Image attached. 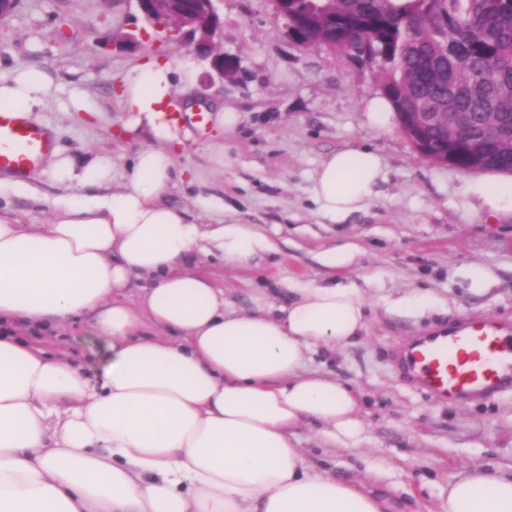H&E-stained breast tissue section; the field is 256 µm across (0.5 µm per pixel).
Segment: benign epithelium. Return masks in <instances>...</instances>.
Masks as SVG:
<instances>
[{
    "label": "benign epithelium",
    "instance_id": "1",
    "mask_svg": "<svg viewBox=\"0 0 512 512\" xmlns=\"http://www.w3.org/2000/svg\"><path fill=\"white\" fill-rule=\"evenodd\" d=\"M141 14L151 16L155 25L176 33L189 51L209 60L211 69L219 78L236 70L233 59L218 51L223 22L216 7L217 0H134ZM410 124L400 126L401 133L414 149L433 163L449 167L448 150L428 141L425 131L444 123V114L426 106L424 112L408 113Z\"/></svg>",
    "mask_w": 512,
    "mask_h": 512
}]
</instances>
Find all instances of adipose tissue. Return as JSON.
I'll use <instances>...</instances> for the list:
<instances>
[{"label": "adipose tissue", "mask_w": 512, "mask_h": 512, "mask_svg": "<svg viewBox=\"0 0 512 512\" xmlns=\"http://www.w3.org/2000/svg\"><path fill=\"white\" fill-rule=\"evenodd\" d=\"M192 62L151 61L119 95L127 132L154 139L114 186L112 156L53 151L45 172L67 195L46 224L0 217V324L44 331L88 318L106 346L92 378L62 354L0 333V512H386L355 482L309 464L296 431L357 445V389L308 369L317 348L366 329L368 297L353 280L292 288L288 302L238 308L199 272L201 241L231 265L270 250L242 224L201 229L162 197L181 141L165 118ZM51 96L44 71L0 75V108L30 114ZM385 178L369 148L327 157L321 210L364 211ZM448 512H512V474L448 485Z\"/></svg>", "instance_id": "ef3b65f1"}]
</instances>
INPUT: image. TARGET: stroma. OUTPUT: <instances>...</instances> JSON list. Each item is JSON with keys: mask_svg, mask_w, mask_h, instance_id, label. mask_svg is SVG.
I'll list each match as a JSON object with an SVG mask.
<instances>
[{"mask_svg": "<svg viewBox=\"0 0 512 512\" xmlns=\"http://www.w3.org/2000/svg\"><path fill=\"white\" fill-rule=\"evenodd\" d=\"M219 48L234 58V76L218 79L197 60L195 97L181 125L186 144L164 196L198 224H245L270 239L275 252L239 266L214 246L196 265L238 305L256 296L287 302L289 287L332 278H370L365 332L347 348L318 351L310 369L355 385L364 431L358 447L334 448L301 429L307 457L336 478L359 481L388 498L394 512H444L448 484L474 468L512 471V393L479 405L439 403L412 388L391 351L426 326L463 317L512 322V213L490 216L469 189L471 172L420 157L394 116L374 124L366 103L380 92L375 72L346 56L291 42L272 0H220ZM138 30L130 48L119 37ZM164 31L143 22L134 0H19L0 20V72L36 67L52 96L34 113L57 148L76 160L90 150L112 156L114 185L129 178L150 136L124 130L118 96L125 75L144 61L185 55ZM239 115L218 131L215 107ZM376 150L385 179L369 207L342 224L325 217L314 199L321 162L350 148ZM30 181L39 200L0 198V214L21 224H44L63 189L41 172ZM210 200L207 212L196 198ZM350 244L358 253L346 268L322 261L328 248ZM481 268L486 289H471L467 271ZM423 296L409 311L395 303ZM38 341L83 371L101 370L106 349L80 319Z\"/></svg>", "mask_w": 512, "mask_h": 512, "instance_id": "1", "label": "stroma"}]
</instances>
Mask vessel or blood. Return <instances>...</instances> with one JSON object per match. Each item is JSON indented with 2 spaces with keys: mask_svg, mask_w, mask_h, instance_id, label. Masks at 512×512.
Masks as SVG:
<instances>
[{
  "mask_svg": "<svg viewBox=\"0 0 512 512\" xmlns=\"http://www.w3.org/2000/svg\"><path fill=\"white\" fill-rule=\"evenodd\" d=\"M54 149L45 128L0 109V173L25 176ZM393 361L429 398L466 404L512 389V323L467 319L406 337Z\"/></svg>",
  "mask_w": 512,
  "mask_h": 512,
  "instance_id": "1",
  "label": "vessel or blood"
}]
</instances>
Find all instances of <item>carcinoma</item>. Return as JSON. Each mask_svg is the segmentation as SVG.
Returning <instances> with one entry per match:
<instances>
[{
  "mask_svg": "<svg viewBox=\"0 0 512 512\" xmlns=\"http://www.w3.org/2000/svg\"><path fill=\"white\" fill-rule=\"evenodd\" d=\"M336 28L310 42L377 69L393 112H467L459 164L488 157L485 172L512 175L498 150L512 132V9L504 0H334Z\"/></svg>",
  "mask_w": 512,
  "mask_h": 512,
  "instance_id": "obj_1",
  "label": "carcinoma"
}]
</instances>
